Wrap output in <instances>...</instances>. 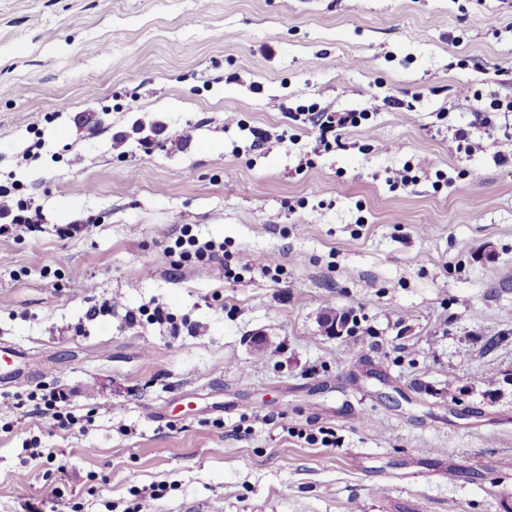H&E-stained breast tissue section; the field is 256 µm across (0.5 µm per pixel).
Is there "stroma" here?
Instances as JSON below:
<instances>
[{
    "label": "stroma",
    "mask_w": 512,
    "mask_h": 512,
    "mask_svg": "<svg viewBox=\"0 0 512 512\" xmlns=\"http://www.w3.org/2000/svg\"><path fill=\"white\" fill-rule=\"evenodd\" d=\"M475 89L512 97V0H0V186L42 215L0 227V340L42 360L0 389V512H512V113L457 152ZM311 104L369 119L326 151ZM185 244L189 245L190 247H195L194 249V255L197 258H207L208 260L212 262H220L223 263L224 261V247L223 245L216 246L211 241L205 242L203 244H199L198 241L194 238H178L175 242V245L178 248H181ZM220 252L222 253L220 255ZM38 407L35 409L38 413H50L52 418L56 421L59 428L63 430H71L78 423L77 419L70 411H65V407L61 403L66 402V397L61 393H50L49 395H42Z\"/></svg>",
    "instance_id": "35a3bbf8"
}]
</instances>
